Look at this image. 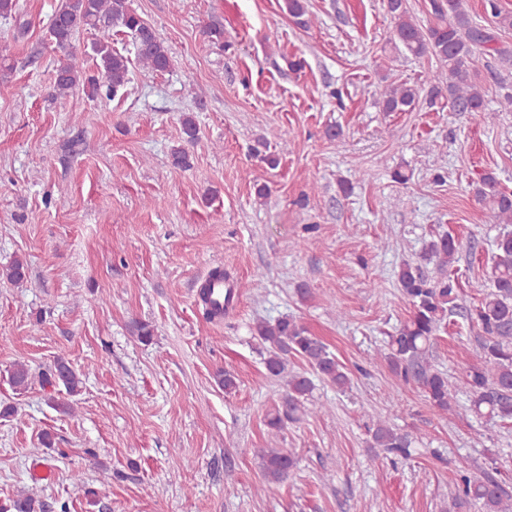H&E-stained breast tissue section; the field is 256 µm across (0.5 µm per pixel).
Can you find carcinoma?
Wrapping results in <instances>:
<instances>
[{
	"mask_svg": "<svg viewBox=\"0 0 512 512\" xmlns=\"http://www.w3.org/2000/svg\"><path fill=\"white\" fill-rule=\"evenodd\" d=\"M467 0H429L434 22L421 25L408 12L404 0H387L388 13L394 19L392 41L416 57L430 54L441 69L429 79L433 102L454 112H480L485 101V87L475 67V55L483 50L503 60H512V52L496 46L489 29L470 19ZM493 24L499 30H512V12L488 0ZM95 31L93 58L98 60V76L88 78L91 94H115L128 82V57L112 49V32L129 34L136 58L143 68L163 72L170 66L164 41L135 9L131 0H62L50 25L49 34L59 55L56 60L53 92L66 96L83 78L84 56L74 45L81 30ZM386 112H410L418 102L416 88L392 81L380 89ZM475 200L492 224H512V191L501 187L497 177L483 173L474 182ZM463 243L445 231L433 234L423 258L434 263L430 276L421 265L403 263L396 273L398 287L410 306L409 319L388 336L381 357L391 372L405 385L420 390L430 408L441 418L458 414L457 395L468 396V410L487 424L512 420V230L504 229L492 241V265L487 291L480 302L466 311L467 319L478 327L479 352L476 362L463 367V387L448 377V372L433 359V344L448 318L459 309V282L452 275ZM252 334L267 354L266 374L284 381L279 404L268 415L266 425L272 437L280 436L290 423L323 413L327 407L313 399L314 380L344 390L350 373L328 346L302 323L282 317L261 322ZM303 361L308 370H288L291 359ZM10 384L17 390L29 385V370L16 363L9 373ZM45 384L62 387L66 394L79 392L81 380L70 364L60 358L45 374ZM419 438L394 428L386 416L373 417L368 426V447L375 457L408 459ZM262 480L256 486L260 495H271L290 478L295 467L291 453L270 445L258 448ZM454 504L477 512H512V494L487 474L464 473L453 480ZM44 504L33 494L13 501L14 512H43Z\"/></svg>",
	"mask_w": 512,
	"mask_h": 512,
	"instance_id": "obj_1",
	"label": "carcinoma"
}]
</instances>
